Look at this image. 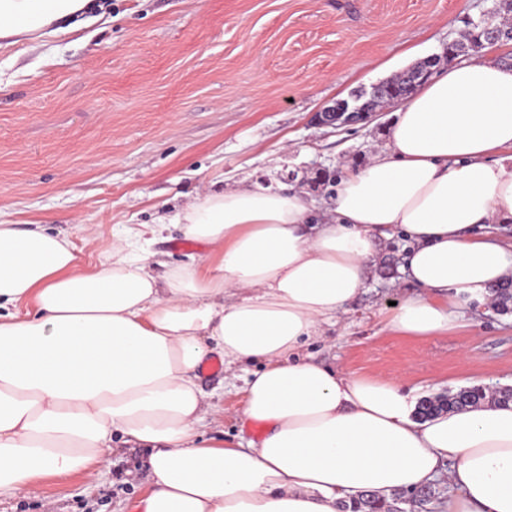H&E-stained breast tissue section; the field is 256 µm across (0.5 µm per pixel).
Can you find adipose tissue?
Instances as JSON below:
<instances>
[{
	"mask_svg": "<svg viewBox=\"0 0 512 512\" xmlns=\"http://www.w3.org/2000/svg\"><path fill=\"white\" fill-rule=\"evenodd\" d=\"M91 0H0V42L52 35ZM330 221L304 194L239 184L128 228L87 265L66 230L0 223V496L93 476L114 436L147 448L134 512H341L361 492L440 479L439 512H512V403L427 420L392 379L303 355L366 286L381 242L411 243L417 289L388 321L409 339L461 326L460 305L512 282V67L449 65L396 109L385 150L346 172ZM202 243L157 278L168 225ZM218 354L255 362L242 389L258 440H199L216 406L198 384Z\"/></svg>",
	"mask_w": 512,
	"mask_h": 512,
	"instance_id": "ef3b65f1",
	"label": "adipose tissue"
}]
</instances>
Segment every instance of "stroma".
Masks as SVG:
<instances>
[{
	"label": "stroma",
	"mask_w": 512,
	"mask_h": 512,
	"mask_svg": "<svg viewBox=\"0 0 512 512\" xmlns=\"http://www.w3.org/2000/svg\"><path fill=\"white\" fill-rule=\"evenodd\" d=\"M105 15L0 48V222L87 225L97 263L126 224H152L241 179L290 186L328 208L330 183L388 140L394 106L337 127L315 115L442 56L467 22L502 19L499 0H95ZM171 226L151 245L155 275L202 257ZM406 243L385 241L365 289L306 351L344 372L434 397L512 387V310L464 304L457 332L413 340L387 326L413 290ZM245 371L200 377L224 418L200 430L256 439L241 416ZM146 449L114 442L93 478H45L0 497V512H129L149 479Z\"/></svg>",
	"instance_id": "stroma-1"
}]
</instances>
